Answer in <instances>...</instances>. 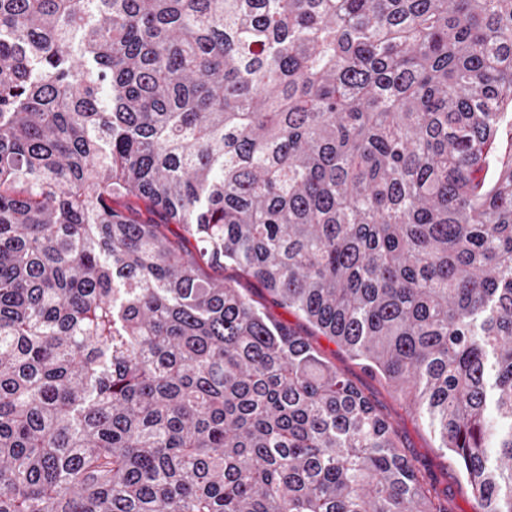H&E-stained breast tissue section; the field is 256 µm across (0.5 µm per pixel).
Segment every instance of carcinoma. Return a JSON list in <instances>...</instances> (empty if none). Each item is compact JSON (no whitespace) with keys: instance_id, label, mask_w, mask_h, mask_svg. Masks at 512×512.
I'll return each mask as SVG.
<instances>
[{"instance_id":"carcinoma-1","label":"carcinoma","mask_w":512,"mask_h":512,"mask_svg":"<svg viewBox=\"0 0 512 512\" xmlns=\"http://www.w3.org/2000/svg\"><path fill=\"white\" fill-rule=\"evenodd\" d=\"M226 265L512 512V0H0V512H448Z\"/></svg>"}]
</instances>
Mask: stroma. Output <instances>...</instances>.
<instances>
[{"label": "stroma", "mask_w": 512, "mask_h": 512, "mask_svg": "<svg viewBox=\"0 0 512 512\" xmlns=\"http://www.w3.org/2000/svg\"><path fill=\"white\" fill-rule=\"evenodd\" d=\"M223 275L225 279L236 282L237 286L255 301L273 307L270 297L254 280L241 277L239 272L230 266L225 267ZM273 309L276 316L299 331L313 347L333 362L337 369L370 398L378 411L396 426L403 452L416 467L430 474L438 489L447 494L450 512H478L477 503L457 460L439 448L429 428L405 409L390 388L370 376L348 352L331 342L305 320L283 308Z\"/></svg>", "instance_id": "35a3bbf8"}]
</instances>
